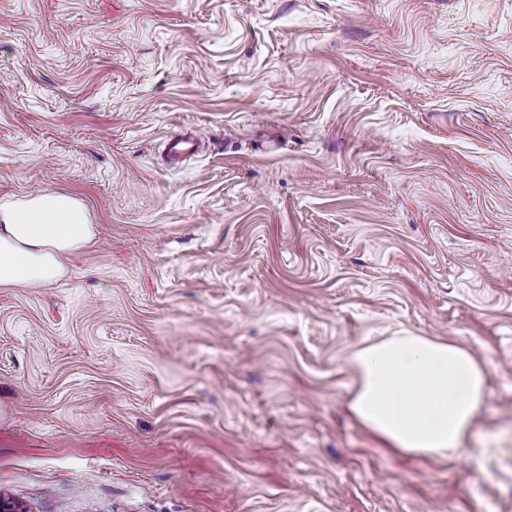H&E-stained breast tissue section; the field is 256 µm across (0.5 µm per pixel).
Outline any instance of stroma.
Wrapping results in <instances>:
<instances>
[{"label": "stroma", "instance_id": "obj_1", "mask_svg": "<svg viewBox=\"0 0 512 512\" xmlns=\"http://www.w3.org/2000/svg\"><path fill=\"white\" fill-rule=\"evenodd\" d=\"M49 192L97 239L0 288L19 512H512V0H0V208ZM401 330L489 370L448 462L349 410ZM200 138L195 132L171 138L166 142L165 150L172 160H183L195 155L198 151Z\"/></svg>", "mask_w": 512, "mask_h": 512}]
</instances>
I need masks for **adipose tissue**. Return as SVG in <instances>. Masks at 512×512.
Instances as JSON below:
<instances>
[{
	"label": "adipose tissue",
	"instance_id": "1",
	"mask_svg": "<svg viewBox=\"0 0 512 512\" xmlns=\"http://www.w3.org/2000/svg\"><path fill=\"white\" fill-rule=\"evenodd\" d=\"M96 238L83 204L47 194L0 214V288H39ZM349 407L392 450L445 462L471 439L488 371L467 349L403 331L355 348Z\"/></svg>",
	"mask_w": 512,
	"mask_h": 512
}]
</instances>
